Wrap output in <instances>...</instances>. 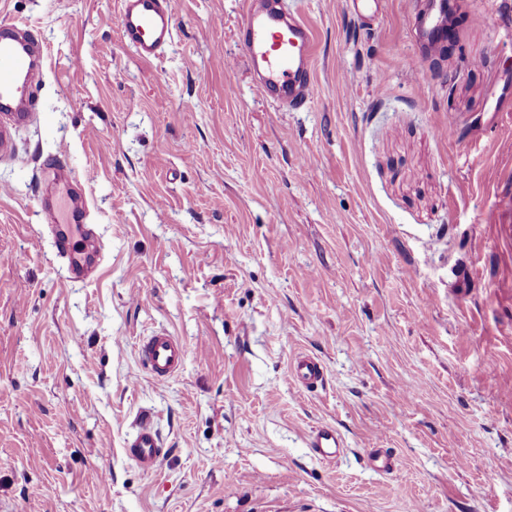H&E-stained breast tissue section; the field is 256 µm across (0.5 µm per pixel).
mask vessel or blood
<instances>
[{
	"instance_id": "vessel-or-blood-1",
	"label": "vessel or blood",
	"mask_w": 512,
	"mask_h": 512,
	"mask_svg": "<svg viewBox=\"0 0 512 512\" xmlns=\"http://www.w3.org/2000/svg\"><path fill=\"white\" fill-rule=\"evenodd\" d=\"M416 29L426 48L438 45L448 29L440 0H429L416 19ZM235 34L259 97L289 111L302 110L314 101L315 38L299 13L286 9L281 0H246ZM120 35L140 60L159 59L173 38L171 0H120ZM43 67V49L31 32L19 23H1L0 158L12 156L14 131L35 117L32 89ZM54 194L57 202L43 209L42 218L51 225L56 243L67 249L71 271L85 274L90 266L83 253L72 250L71 241L83 233L86 212L70 205V185L56 184ZM185 355L184 343L167 332L143 337L138 343L144 369L159 380L178 372ZM289 375L307 390L316 389L324 380L321 362L310 355L296 357ZM310 446L322 460L332 461L339 457L344 441L335 427L322 426L313 431ZM127 454L143 471L158 467L165 450L150 415L141 417Z\"/></svg>"
}]
</instances>
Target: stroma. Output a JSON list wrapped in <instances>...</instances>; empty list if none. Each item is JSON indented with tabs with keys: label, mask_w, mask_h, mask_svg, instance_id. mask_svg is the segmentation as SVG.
Here are the masks:
<instances>
[{
	"label": "stroma",
	"mask_w": 512,
	"mask_h": 512,
	"mask_svg": "<svg viewBox=\"0 0 512 512\" xmlns=\"http://www.w3.org/2000/svg\"><path fill=\"white\" fill-rule=\"evenodd\" d=\"M284 3L315 34L300 112L255 94L243 0H172L150 63L119 0H0L45 53L0 160V512H512V0H451L445 57L408 0L373 25ZM47 162L96 173L90 279L41 220ZM161 330L186 345L165 380L137 352ZM144 411L152 474L125 453ZM289 375L297 385L306 390L316 389L324 380L321 362L310 355L296 357L290 366ZM310 448L322 460L334 461L344 448V441L335 427L322 426L313 431Z\"/></svg>",
	"instance_id": "35a3bbf8"
}]
</instances>
